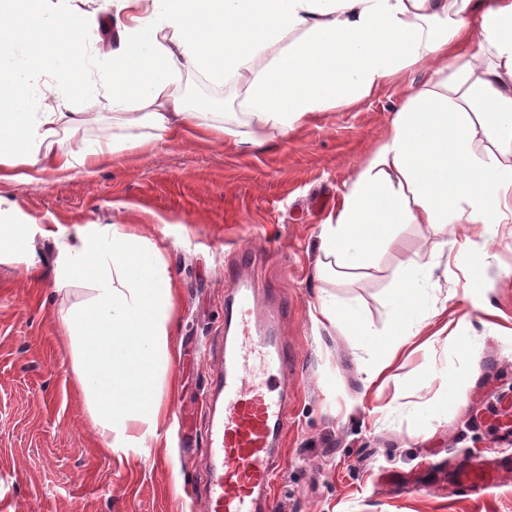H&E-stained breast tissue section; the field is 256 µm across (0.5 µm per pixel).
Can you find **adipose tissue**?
Here are the masks:
<instances>
[{
	"mask_svg": "<svg viewBox=\"0 0 512 512\" xmlns=\"http://www.w3.org/2000/svg\"><path fill=\"white\" fill-rule=\"evenodd\" d=\"M117 44L104 49L87 13L63 0H0V181L34 182L31 166L94 173L123 151L196 137L237 138L206 107L187 108L186 72L236 84L255 135L288 136L304 121L373 95L412 67L388 134L345 186L322 226L319 276L365 267L401 224L512 222V0H112ZM480 12L482 32L469 17ZM111 71L90 81L93 58ZM104 98L114 120L146 139L64 146L91 115L67 98H35L41 78ZM53 238L52 286L88 285L60 313L70 371L107 452L161 447L167 376L180 354L178 283L161 251L124 224L40 228L0 210V262L28 264L35 236ZM433 270L394 279L395 321L383 377L408 344Z\"/></svg>",
	"mask_w": 512,
	"mask_h": 512,
	"instance_id": "1",
	"label": "adipose tissue"
}]
</instances>
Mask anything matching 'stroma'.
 Returning a JSON list of instances; mask_svg holds the SVG:
<instances>
[{
  "label": "stroma",
  "instance_id": "1",
  "mask_svg": "<svg viewBox=\"0 0 512 512\" xmlns=\"http://www.w3.org/2000/svg\"><path fill=\"white\" fill-rule=\"evenodd\" d=\"M430 77L405 70L285 139L237 146L191 138L116 158L93 175L77 168L32 184L0 183V198L25 221L142 225L179 282L181 342L169 374L175 388L165 397L168 447L108 454L59 335L60 308L87 298V289L39 291L22 267L0 263V512H201L208 417L200 405L224 340L231 297L224 268L237 248L254 255L246 275L277 305L276 332L292 360L276 512H512V441L489 419L512 403V223L490 229L486 298L495 315L476 308L465 271L450 267L433 277L415 317L437 340L412 337L414 353L399 356L384 379L368 380L381 349L316 320L320 301L349 303L385 337L396 272L427 269L444 241L462 236L459 224H403L368 267L348 277L314 275L321 226L344 182L371 158L408 88ZM181 93L189 105L210 100L216 119L249 132L235 85L188 72ZM75 105L94 118L68 143L133 138L102 104ZM460 336L473 343L468 354L457 350ZM461 379L464 389L446 398V383ZM482 459L502 461L507 473L480 492L458 486L463 465Z\"/></svg>",
  "mask_w": 512,
  "mask_h": 512
}]
</instances>
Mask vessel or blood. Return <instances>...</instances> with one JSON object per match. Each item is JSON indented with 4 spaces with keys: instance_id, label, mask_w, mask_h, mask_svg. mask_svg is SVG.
Masks as SVG:
<instances>
[{
    "instance_id": "obj_1",
    "label": "vessel or blood",
    "mask_w": 512,
    "mask_h": 512,
    "mask_svg": "<svg viewBox=\"0 0 512 512\" xmlns=\"http://www.w3.org/2000/svg\"><path fill=\"white\" fill-rule=\"evenodd\" d=\"M250 254L224 271L233 299L224 314V345L209 397L206 448L210 477L204 512H272L275 447L288 429L281 380L288 352L265 317L256 288L238 279Z\"/></svg>"
}]
</instances>
